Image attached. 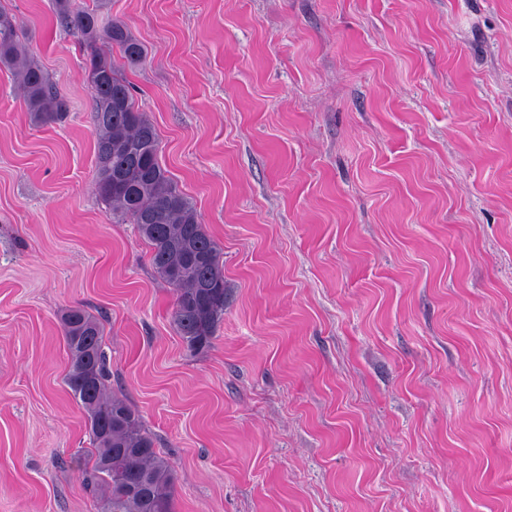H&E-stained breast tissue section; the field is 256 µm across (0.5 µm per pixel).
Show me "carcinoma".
<instances>
[{
    "label": "carcinoma",
    "mask_w": 512,
    "mask_h": 512,
    "mask_svg": "<svg viewBox=\"0 0 512 512\" xmlns=\"http://www.w3.org/2000/svg\"><path fill=\"white\" fill-rule=\"evenodd\" d=\"M59 21L81 35L85 88L96 132L95 188L117 222L137 225L150 248L153 269L174 291L173 324L187 348L209 349L224 317L223 253L194 205L159 163L160 142L133 87L114 64L143 61V46L121 22L102 18L86 0H54ZM21 90L33 121L64 122L67 101L25 44L23 22L0 5V69ZM71 365L65 384L88 416L94 453L81 468L83 482L100 494L101 512H173L174 476L138 416L107 395L109 370L101 323L79 306L62 314Z\"/></svg>",
    "instance_id": "cac0c4a2"
}]
</instances>
